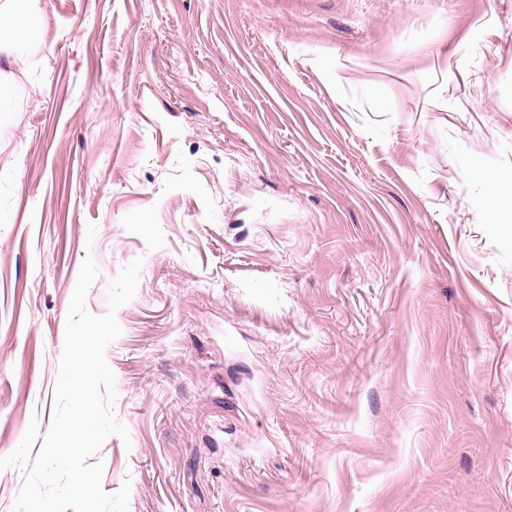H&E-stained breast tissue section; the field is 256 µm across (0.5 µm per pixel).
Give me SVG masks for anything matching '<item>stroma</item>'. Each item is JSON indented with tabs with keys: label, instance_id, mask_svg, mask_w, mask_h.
Listing matches in <instances>:
<instances>
[{
	"label": "stroma",
	"instance_id": "obj_1",
	"mask_svg": "<svg viewBox=\"0 0 512 512\" xmlns=\"http://www.w3.org/2000/svg\"><path fill=\"white\" fill-rule=\"evenodd\" d=\"M46 2L0 112V457L49 431L89 252L129 512H512V214L476 202L512 0Z\"/></svg>",
	"mask_w": 512,
	"mask_h": 512
}]
</instances>
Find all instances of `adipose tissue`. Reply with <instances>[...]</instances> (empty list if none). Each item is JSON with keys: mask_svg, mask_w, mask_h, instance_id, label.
<instances>
[{"mask_svg": "<svg viewBox=\"0 0 512 512\" xmlns=\"http://www.w3.org/2000/svg\"><path fill=\"white\" fill-rule=\"evenodd\" d=\"M42 0H0V79L22 75L20 49L44 32Z\"/></svg>", "mask_w": 512, "mask_h": 512, "instance_id": "obj_1", "label": "adipose tissue"}]
</instances>
